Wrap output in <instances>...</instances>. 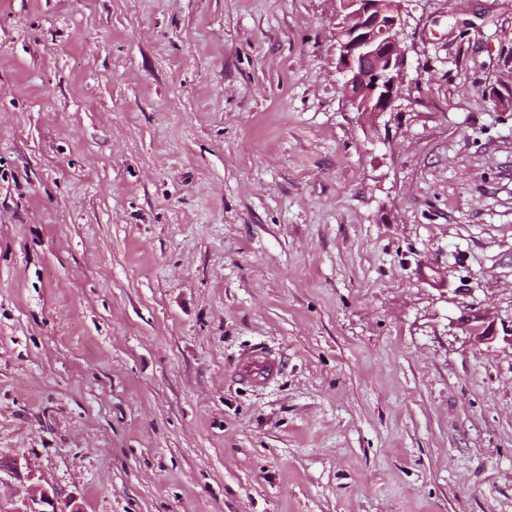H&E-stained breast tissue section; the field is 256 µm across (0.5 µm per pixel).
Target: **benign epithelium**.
<instances>
[{
  "label": "benign epithelium",
  "instance_id": "1",
  "mask_svg": "<svg viewBox=\"0 0 512 512\" xmlns=\"http://www.w3.org/2000/svg\"><path fill=\"white\" fill-rule=\"evenodd\" d=\"M404 0H343L336 7L334 54L344 91L365 118L386 111L403 93L408 50ZM29 512H65L41 486L32 488Z\"/></svg>",
  "mask_w": 512,
  "mask_h": 512
}]
</instances>
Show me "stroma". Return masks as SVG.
<instances>
[{
  "mask_svg": "<svg viewBox=\"0 0 512 512\" xmlns=\"http://www.w3.org/2000/svg\"><path fill=\"white\" fill-rule=\"evenodd\" d=\"M405 8L367 121L334 0H0V512H512V0ZM280 371L278 359L264 346H255L239 360L235 376L246 385H264L273 381ZM30 501L32 506H30V510L27 512H79L78 510H82L81 504L78 503L76 498L70 499L65 504L66 508L71 507L70 510L59 508L55 496H51L49 491L41 486L32 488Z\"/></svg>",
  "mask_w": 512,
  "mask_h": 512,
  "instance_id": "obj_1",
  "label": "stroma"
}]
</instances>
